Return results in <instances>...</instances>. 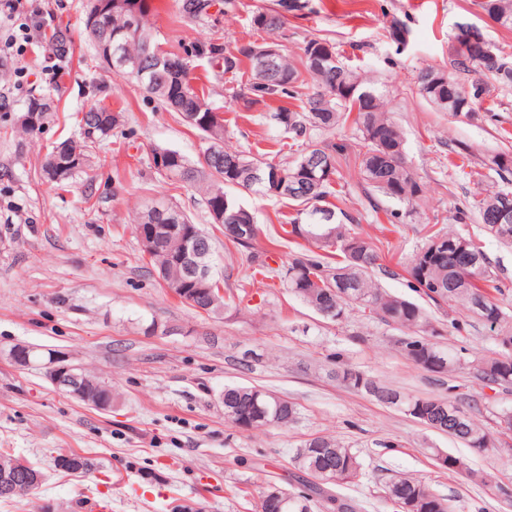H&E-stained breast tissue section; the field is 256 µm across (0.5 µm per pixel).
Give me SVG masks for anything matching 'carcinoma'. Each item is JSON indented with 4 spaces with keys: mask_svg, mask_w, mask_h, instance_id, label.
<instances>
[{
    "mask_svg": "<svg viewBox=\"0 0 512 512\" xmlns=\"http://www.w3.org/2000/svg\"><path fill=\"white\" fill-rule=\"evenodd\" d=\"M138 16L133 17L123 7L96 17L85 8L84 30L94 46L100 65L108 72L131 76L142 91L155 99L165 110L184 116L197 113L194 123L185 125L203 135L207 146L219 141L224 165L213 162V156L202 153L192 162L176 150H170L167 162L169 174L165 178L180 182L202 194L207 213L224 209L226 224H254V213L237 197L242 194L286 198L300 206L291 219L288 235L304 241L291 254L281 269L262 267L258 273L268 279L278 278L288 290L314 311L321 309L327 299L332 313L325 318L338 321L350 311L358 309L380 321L407 330L395 340L396 350L423 370L452 376L469 365L476 377L492 390L512 388V318L496 298L505 288L498 266L492 262L483 247L471 235L451 229L433 232L395 268L381 263L379 247L372 241L351 232L350 225L358 224L383 207L380 200L391 202L395 208L386 210L390 221L401 222L419 213L423 189L405 160V142L398 124L385 107L382 95L374 86L344 63L333 44L325 39L311 38L302 48L300 64L296 65L281 53L268 59L260 53V46L248 42L228 50L217 40L191 45L181 51L165 50L156 41L150 23L151 7L146 0H135ZM235 6L234 0H180L179 13L191 21L212 17L211 9ZM477 6L499 26L512 30V0H477ZM307 8V0H278L276 6L252 14V27L275 38L287 26L288 14ZM484 35L481 28L464 40L451 42L448 68L428 66L416 74L418 94L438 112L470 119L496 121L494 108L483 107L493 83L512 86V68L488 60L483 52ZM48 42L55 57L62 63L70 62L74 53L72 34L67 27L52 29ZM121 45V53L129 58L144 59L158 51L171 59L176 71L165 80L156 79L151 72L134 75L123 68L113 56V47ZM204 60L211 67L214 79L221 81L226 74H237L242 64H248L246 77L240 80L234 95L249 107L265 105L273 99H298L299 109L278 108L274 119L288 139L286 145L293 155L289 164L267 161L262 154L232 149L225 144L224 118L205 99L204 91L192 84L189 58ZM55 111L53 100L45 95L28 98L17 118L18 126L26 134L32 129L23 118L33 117L39 127L49 122ZM124 116L102 105L82 112L78 125L96 128L95 138L84 136L79 140H64L63 159L68 166L56 178L48 180L57 190H66L70 180L87 167L90 152L112 138V130L123 125ZM351 124L358 132L356 141L327 138L339 126ZM354 155L367 198L365 213L351 212L328 202L337 196L335 185L340 180V161ZM319 161L326 166L325 175L313 176L308 167ZM480 167L498 176L502 185L486 189L473 197L455 202L451 221L454 224L480 225L481 231L497 241L512 245V224L494 230L501 208L512 207V152L505 149L487 156ZM137 229L148 224H188L189 215L172 202H166L162 212L146 213V208L135 214ZM465 244L468 256L458 254L456 247ZM180 239L164 240L160 251L149 255L151 265L178 298L193 304L196 309L205 304L193 298L199 288L197 281L185 270V258L180 256ZM404 277L407 287L439 305L446 303L456 310L463 308L469 319L452 318L450 325L457 331H468L476 322L494 333L498 350L477 360L469 361L458 353L452 354L438 342L440 334L432 326L424 309L417 303L387 293L380 284L383 278ZM336 381L343 387L361 392L376 401L394 407L426 426L437 422L447 428V435L459 440L473 452L489 450L512 456V445L507 447L499 430L486 428L465 409V397L456 392L457 386H448L446 396H412L397 389L380 385L376 380L355 370L336 358L333 369ZM78 383L91 399L112 400V388L105 381L83 369L78 371ZM254 387L224 386V409L240 410V415L253 414V406L246 398ZM266 413L264 425L287 426L298 419L297 405L270 392L258 401ZM318 448V452L303 458L300 448L292 449L291 462L304 474L299 485L289 491L288 503H267L260 496V512H311V502L326 497L334 512H356V506L347 499L325 494V489L351 484L365 475L363 464L351 449L332 438L316 436L302 442ZM452 467L448 471L465 475L486 485L497 482L492 473L476 472L465 457L448 455ZM383 492L395 512H435L431 504L442 501L446 512H454L451 499L437 494L419 479L397 475L385 482Z\"/></svg>",
    "mask_w": 512,
    "mask_h": 512,
    "instance_id": "obj_1",
    "label": "carcinoma"
}]
</instances>
